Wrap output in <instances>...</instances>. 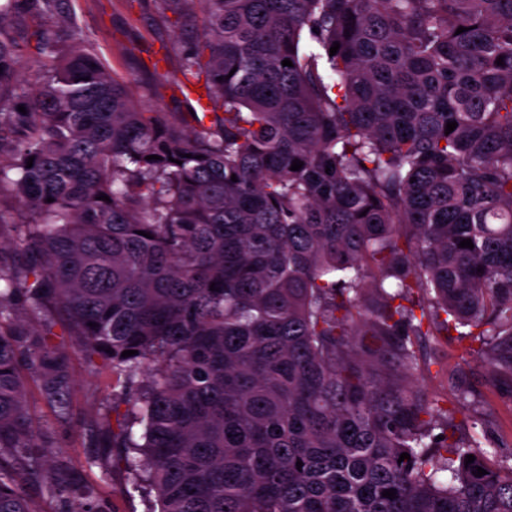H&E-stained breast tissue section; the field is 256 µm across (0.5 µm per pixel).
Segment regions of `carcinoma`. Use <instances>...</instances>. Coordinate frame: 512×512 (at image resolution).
<instances>
[{"instance_id": "1", "label": "carcinoma", "mask_w": 512, "mask_h": 512, "mask_svg": "<svg viewBox=\"0 0 512 512\" xmlns=\"http://www.w3.org/2000/svg\"><path fill=\"white\" fill-rule=\"evenodd\" d=\"M154 2L223 118L144 108L63 0H0V512H112L53 451L58 323L121 387L92 463L158 512H512V465L412 379L454 331L512 387V0Z\"/></svg>"}]
</instances>
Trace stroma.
I'll use <instances>...</instances> for the list:
<instances>
[{
	"mask_svg": "<svg viewBox=\"0 0 512 512\" xmlns=\"http://www.w3.org/2000/svg\"><path fill=\"white\" fill-rule=\"evenodd\" d=\"M65 11L75 17L83 41L114 77L128 83L142 104L156 112L187 111V101L172 82L178 57H168L159 69L152 64L155 52L172 35L154 0H67ZM415 349L417 386L454 408L462 427L478 422L490 456L512 458V393L491 382L484 361L464 353L462 342L453 336L421 337ZM70 357L75 410L71 429L57 439V455L82 467L87 485L98 497L111 501L115 512H149L148 497L130 483L122 463L113 462L107 477L99 466L89 464L92 449L84 429L99 416L109 377L106 371L91 370L78 350H71ZM460 386L470 391L469 404H458Z\"/></svg>",
	"mask_w": 512,
	"mask_h": 512,
	"instance_id": "35a3bbf8",
	"label": "stroma"
}]
</instances>
